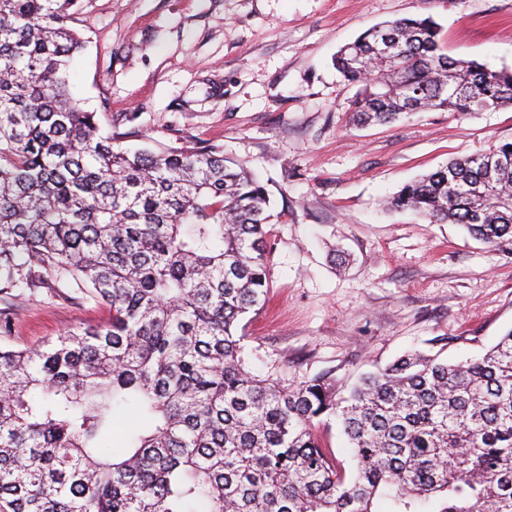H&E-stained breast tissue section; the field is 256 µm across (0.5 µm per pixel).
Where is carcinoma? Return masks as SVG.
<instances>
[{"mask_svg":"<svg viewBox=\"0 0 512 512\" xmlns=\"http://www.w3.org/2000/svg\"><path fill=\"white\" fill-rule=\"evenodd\" d=\"M79 0H0V292L44 274L109 311L36 349L0 347V512H512V329L457 364L419 352L339 397L327 376L248 368L269 302L272 201L215 144L130 152L66 76ZM353 122L512 107V70L443 52L431 18L335 57ZM512 257V142L454 157L385 201ZM141 424L124 451L115 410ZM339 420L346 472L316 427Z\"/></svg>","mask_w":512,"mask_h":512,"instance_id":"1","label":"carcinoma"}]
</instances>
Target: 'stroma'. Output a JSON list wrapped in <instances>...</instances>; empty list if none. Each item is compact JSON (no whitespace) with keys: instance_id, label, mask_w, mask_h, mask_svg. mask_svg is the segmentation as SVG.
<instances>
[{"instance_id":"35a3bbf8","label":"stroma","mask_w":512,"mask_h":512,"mask_svg":"<svg viewBox=\"0 0 512 512\" xmlns=\"http://www.w3.org/2000/svg\"><path fill=\"white\" fill-rule=\"evenodd\" d=\"M432 18L449 56L512 69V0H80L71 91L122 147L207 141L274 201L270 300L244 320L257 375L357 378L417 350L449 362L512 328V259L457 224L381 202L455 156L512 141V107L357 127L334 66L365 30ZM122 112L134 123L113 126ZM47 277L0 293V346L37 348L106 318Z\"/></svg>"}]
</instances>
